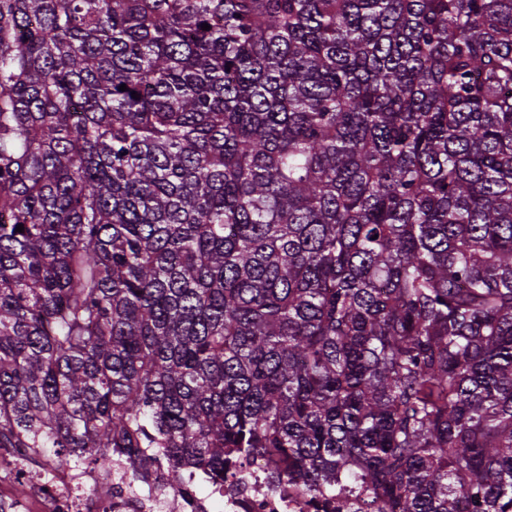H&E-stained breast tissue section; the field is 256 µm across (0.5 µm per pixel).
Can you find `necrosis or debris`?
I'll list each match as a JSON object with an SVG mask.
<instances>
[{
	"label": "necrosis or debris",
	"instance_id": "1",
	"mask_svg": "<svg viewBox=\"0 0 512 512\" xmlns=\"http://www.w3.org/2000/svg\"><path fill=\"white\" fill-rule=\"evenodd\" d=\"M128 474L122 460L108 475L93 469L56 472L47 458L35 470L19 449L0 448V512H302L293 498L271 489L261 456L206 493L193 485L182 493L164 489L162 472L138 490Z\"/></svg>",
	"mask_w": 512,
	"mask_h": 512
}]
</instances>
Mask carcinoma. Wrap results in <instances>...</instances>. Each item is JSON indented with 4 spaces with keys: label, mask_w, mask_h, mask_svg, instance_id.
Returning a JSON list of instances; mask_svg holds the SVG:
<instances>
[{
    "label": "carcinoma",
    "mask_w": 512,
    "mask_h": 512,
    "mask_svg": "<svg viewBox=\"0 0 512 512\" xmlns=\"http://www.w3.org/2000/svg\"><path fill=\"white\" fill-rule=\"evenodd\" d=\"M0 448L512 512V0H0Z\"/></svg>",
    "instance_id": "cac0c4a2"
}]
</instances>
